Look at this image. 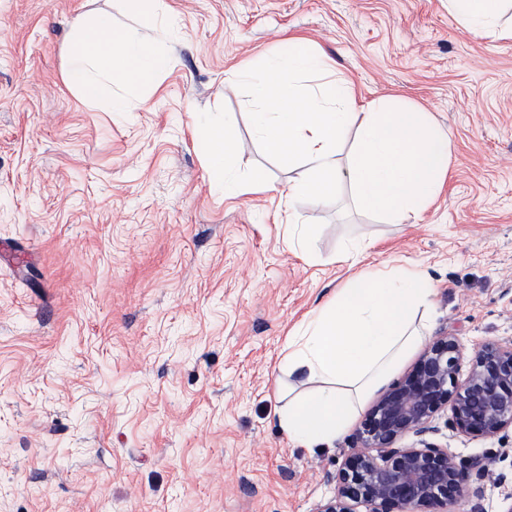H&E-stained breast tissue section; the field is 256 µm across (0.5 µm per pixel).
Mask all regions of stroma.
I'll use <instances>...</instances> for the list:
<instances>
[{
	"label": "stroma",
	"instance_id": "1",
	"mask_svg": "<svg viewBox=\"0 0 512 512\" xmlns=\"http://www.w3.org/2000/svg\"><path fill=\"white\" fill-rule=\"evenodd\" d=\"M167 34L124 0H0V512H315L348 436L305 448L276 412L303 389L281 364L310 311L363 269L401 260L432 283L427 338L465 356L512 339V38L477 36L448 0H168ZM162 45L157 85L108 112L65 83L84 13ZM290 36L309 40L361 103L397 96L451 141L448 180L420 219L379 221L349 184L289 199L246 92L224 83ZM249 143L225 196L202 128ZM315 227V256L288 218ZM370 239L354 264L342 244ZM432 441L512 471V431Z\"/></svg>",
	"mask_w": 512,
	"mask_h": 512
}]
</instances>
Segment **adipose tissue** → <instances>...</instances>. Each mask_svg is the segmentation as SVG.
<instances>
[{
  "label": "adipose tissue",
  "mask_w": 512,
  "mask_h": 512,
  "mask_svg": "<svg viewBox=\"0 0 512 512\" xmlns=\"http://www.w3.org/2000/svg\"><path fill=\"white\" fill-rule=\"evenodd\" d=\"M448 9L472 33L512 37V27L501 24L503 0H448ZM172 63L156 45L113 28L108 17L86 14L70 37L65 81L83 100L122 112L125 91L153 86ZM233 81L250 91L253 127L266 152L300 167L289 197L324 204L346 182L362 209L400 223L419 215L446 182L451 142L429 114L395 98L359 104L353 83L307 40L285 39ZM352 130L357 142L343 166L336 155ZM242 149L228 127L204 133L207 166L223 176L228 197L270 188L261 174L246 179L236 172L233 162ZM431 295L420 271L375 268L352 277L311 312L283 363L306 384L277 412L289 439L314 448L347 430L422 346L416 317Z\"/></svg>",
  "instance_id": "ef3b65f1"
}]
</instances>
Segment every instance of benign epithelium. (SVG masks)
Here are the masks:
<instances>
[{"label":"benign epithelium","mask_w":512,"mask_h":512,"mask_svg":"<svg viewBox=\"0 0 512 512\" xmlns=\"http://www.w3.org/2000/svg\"><path fill=\"white\" fill-rule=\"evenodd\" d=\"M463 350L454 336H439L412 369L393 382L367 413L354 445L356 453L336 473V493L315 512H448L466 494L479 499L473 486L492 478L504 486V473L490 471L485 458H458L422 439L435 431L432 421L444 409L454 429L464 435L495 438L512 429V339L481 347L463 368ZM420 446L399 447L407 435Z\"/></svg>","instance_id":"obj_1"}]
</instances>
